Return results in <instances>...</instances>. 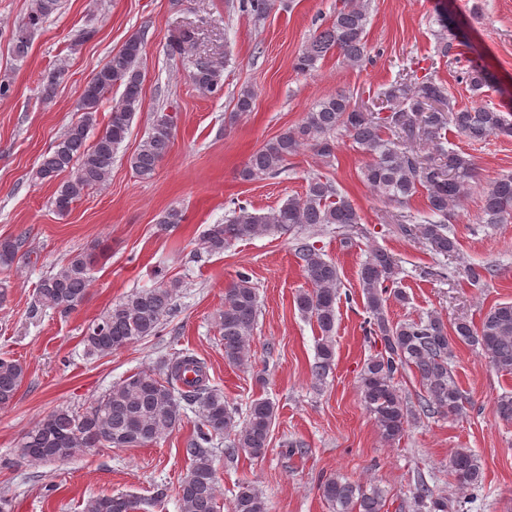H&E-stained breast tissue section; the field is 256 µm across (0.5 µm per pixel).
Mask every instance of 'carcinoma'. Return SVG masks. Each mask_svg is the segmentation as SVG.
Returning <instances> with one entry per match:
<instances>
[{
	"label": "carcinoma",
	"mask_w": 512,
	"mask_h": 512,
	"mask_svg": "<svg viewBox=\"0 0 512 512\" xmlns=\"http://www.w3.org/2000/svg\"><path fill=\"white\" fill-rule=\"evenodd\" d=\"M60 0H31L25 22L16 30L14 51L23 58L31 34L59 9ZM270 7V0H239L238 9L258 19ZM368 4L364 0H340L328 24L317 30L294 63L300 73L315 70L317 63L334 52L343 62L360 66L368 59L366 27ZM195 39L183 31L169 42V51L191 59L189 78L204 95L224 86V60L194 53ZM146 53L144 38L130 36L112 53L109 61L85 84L80 97L82 116L71 124L52 150L45 153L34 172L39 181H52L67 172L54 199L56 211L67 214L74 203L93 188L105 185L112 175V163L120 145L130 133L142 105L144 75L140 64ZM470 90L478 92L494 85L484 68L467 72ZM120 92L112 106L106 127L88 142L97 122L96 109L112 91ZM447 90L431 80L399 83L384 92L381 112H364L352 105L343 91L320 100L300 123L288 127L267 141L248 158L241 172L246 181L279 173L288 158L308 148L320 158L334 155V134L343 132L363 157V182L378 196L399 206L418 194L427 201L428 217L414 227L402 226L435 255L451 256L458 242L450 229L453 209L471 194L478 174L471 159L443 146L445 130L453 126L468 140L491 135L512 137V122L503 112L487 106L445 111ZM174 117L155 114L152 127L138 149L127 158L142 180L155 177L167 155ZM481 224H505L512 220V175L485 182L480 192ZM361 216L350 199L331 182L319 176L308 180L305 191L290 197L267 213H255L239 204L224 224H212L203 234L201 246L219 254L239 240L269 233H285L303 226L335 224L350 230ZM24 246L23 236L0 240V268L12 267ZM295 252L311 288L295 295L301 315L316 322L321 333L312 375L322 378L335 358L336 303L341 278L336 264L305 237L297 239ZM102 257L93 246L72 255L55 273L44 277L37 288V302L43 308L69 314L81 306L89 293L92 275ZM394 256L372 247L358 271V279L369 314V324L383 345L371 357L360 375V400L372 418L380 437L387 443L400 440L415 410L394 384L395 373L409 368L420 378L427 397L419 402L424 414L459 416L464 395L449 360L453 344L480 348L496 370L512 374V303L496 304L475 326L459 319L452 324L441 317L393 322L387 316L389 286L399 280ZM175 282H162L150 289L134 291L113 304L83 331L84 353L102 359L122 348L155 336L174 311ZM259 302L252 277L237 271L224 295V309L218 315L224 360L233 366L251 361L250 342L257 322ZM25 377L17 359L0 357V408L9 406ZM196 404L199 422L185 452L190 460L178 487L179 512H220L221 490L216 478L211 445L214 437L229 440L227 451L238 450L261 457L269 445L275 406L268 399H255L244 411L224 398V391L210 384L206 364L189 352L162 363L159 372L132 373L92 400L83 410L61 407L52 411L23 435L20 458L31 463L55 462L64 454L72 458L101 446L136 447L152 444L181 424V401ZM499 418L512 422V392L494 402ZM449 468L459 486L482 488V465L471 450L460 448L452 455ZM333 512H384L386 495L372 483L355 484L338 477L326 478L319 487ZM416 512H449L448 497L435 493L420 481L413 495ZM141 500L131 495H102L88 499L83 512H139ZM232 512H267L263 494L253 481L238 484Z\"/></svg>",
	"instance_id": "obj_1"
}]
</instances>
